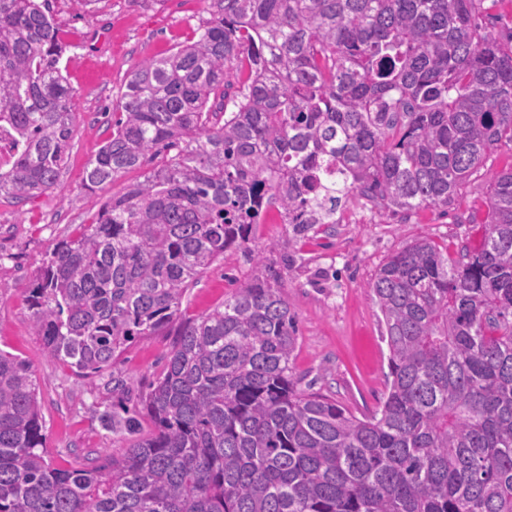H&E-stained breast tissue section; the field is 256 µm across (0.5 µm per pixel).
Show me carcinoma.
Instances as JSON below:
<instances>
[{
	"instance_id": "carcinoma-1",
	"label": "carcinoma",
	"mask_w": 512,
	"mask_h": 512,
	"mask_svg": "<svg viewBox=\"0 0 512 512\" xmlns=\"http://www.w3.org/2000/svg\"><path fill=\"white\" fill-rule=\"evenodd\" d=\"M212 2L196 41L132 71L84 186L163 160L25 289L45 353L86 375L175 330L139 404L151 432L121 458L52 466L31 365L0 351V512H512V165L488 185L479 250L450 262L417 239L369 283L390 352L371 416L298 388L279 272L181 311L274 204L300 236L353 191L381 213L448 205L512 148V44L478 22L481 0ZM66 50L50 0H0V196L59 179Z\"/></svg>"
}]
</instances>
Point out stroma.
Here are the masks:
<instances>
[{
    "mask_svg": "<svg viewBox=\"0 0 512 512\" xmlns=\"http://www.w3.org/2000/svg\"><path fill=\"white\" fill-rule=\"evenodd\" d=\"M68 44L74 132L54 188L19 203L0 197V349L31 362L40 382L45 445L53 466L70 467L74 449L121 457L130 436L106 427L105 409L131 405L147 393L171 348L167 336L134 342L100 373H79L47 356L32 327L25 289L52 245L91 223L96 200L122 193L142 178L126 173L97 193L84 187L85 169L112 133L130 73L148 59L195 41L211 17V0H51ZM512 164V150H492L444 207L380 217L352 194L332 224L294 237L286 224H258L245 247L225 252L188 290L186 315L206 313L256 272L264 255L280 271L296 313L298 339L291 365L299 387L318 392L356 416L378 410L387 396L389 348L369 283L403 245L431 239L449 259L480 248L487 217V186Z\"/></svg>",
    "mask_w": 512,
    "mask_h": 512,
    "instance_id": "35a3bbf8",
    "label": "stroma"
}]
</instances>
